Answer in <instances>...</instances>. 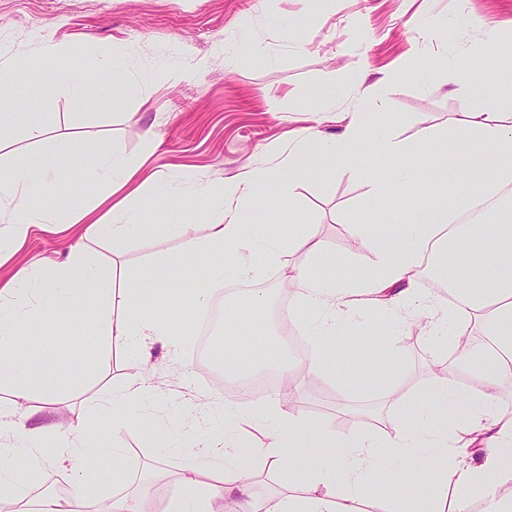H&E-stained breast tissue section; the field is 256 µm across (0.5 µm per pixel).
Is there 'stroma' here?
<instances>
[{
    "mask_svg": "<svg viewBox=\"0 0 512 512\" xmlns=\"http://www.w3.org/2000/svg\"><path fill=\"white\" fill-rule=\"evenodd\" d=\"M47 44L66 48L57 62L61 70L92 67L106 53L119 68L104 82L88 83L82 96L71 97L41 74ZM510 49L512 0H338L334 5L329 0H0V57L23 61L27 69L9 94L17 120L14 128L0 132V169L23 165L57 171L66 204L78 206L96 192L92 155L104 147L143 162V174L171 181L177 194L144 215L139 231L101 248L120 256L133 272L177 252L185 225L210 222L208 189L254 165L274 163L298 127L297 113L326 98L337 111H349L359 84L377 82L378 97L367 107L371 143L364 166L389 174L408 167L413 179L372 212L362 175L326 160L292 201L274 208L261 198L250 213V229L259 237L284 242L297 227H308L326 245L324 276L351 277L371 268L373 256L351 237L348 224L366 218L385 226L428 220L455 193L420 157H380L378 139L415 142L424 129H447L461 109L481 111L512 98V68L495 67L500 53ZM475 59L494 72L463 103L454 90ZM133 77L140 84L135 92L128 87ZM34 123L79 137L87 154L66 159L50 144L28 140L26 129ZM280 272V265L266 263L256 274L265 285L262 304H252L246 294L230 299L214 353L236 351L263 360L280 353L278 330L265 320L281 293L275 280ZM156 274L181 283L179 292L158 295L156 304L172 330L183 334L182 346L174 354L158 343L149 349V370L167 395L131 410L130 427L108 435L109 443L123 448L121 460L104 452L94 463L107 478L114 463H121L125 480L107 492L131 496L138 512H157L161 496L177 494L176 475L190 458L175 441L186 426L207 414L221 429L225 405L243 413L253 406L252 400L203 380L191 359L194 264L161 267ZM92 338L90 324L81 319L28 328L35 368L52 382L69 372L61 351ZM358 341L369 347L388 343L402 368L398 384L378 370L360 388L307 366L301 372V415L312 421L334 417L342 438L389 426L399 393L425 387L437 365L456 355L454 347L366 309L341 321L327 347L328 359L344 367ZM132 360L128 350L113 348L101 374L52 404L56 419L68 423L88 412L89 397L124 384ZM143 415L155 419L157 433L140 424ZM156 464L164 478L143 480V471Z\"/></svg>",
    "mask_w": 512,
    "mask_h": 512,
    "instance_id": "stroma-1",
    "label": "stroma"
}]
</instances>
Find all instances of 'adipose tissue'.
<instances>
[{"label": "adipose tissue", "mask_w": 512, "mask_h": 512, "mask_svg": "<svg viewBox=\"0 0 512 512\" xmlns=\"http://www.w3.org/2000/svg\"><path fill=\"white\" fill-rule=\"evenodd\" d=\"M342 129L326 137L313 127L301 128L288 151L275 165H256L225 177L210 193L213 220L201 231L184 235L179 254L162 257L165 265L200 263L202 271L193 291L196 310L206 309L222 273L245 279L256 274L260 260L276 262L280 244L263 243L250 231L247 213L252 201L268 194L281 200L316 171L317 161L338 160L345 168H359L368 125L359 108L342 113ZM463 139L474 149L488 151L489 166L471 176L463 161L439 153L444 139ZM378 149L385 157L423 153L436 172L459 180L452 207L438 209L432 220L403 229L379 231L362 222L350 225L351 236L374 257L373 268L349 280H325L318 264L326 258L324 242L309 232L297 233L288 244L303 260L286 279L295 288L299 307L315 314L309 323L314 348L309 365L329 370L323 352L334 339L336 320L355 306L384 304L390 314L421 329L430 339L448 343L442 328L448 322L479 320L490 336L493 352L461 349L447 370L434 374L426 388L400 403L391 432H358L338 440L330 419L311 422L295 414L287 396L258 404L254 424L264 426L265 441L255 446L243 433L216 434L206 419L196 420L183 434L192 462L177 482L178 495L168 512H223L236 501L242 512H362L368 486L394 489L391 512H472L470 492L482 493L481 512H512V417L497 410L501 379L512 375V217L501 211H474L477 196L497 193L512 184V114L488 110L458 113L446 133L424 132L419 143L384 138ZM136 168L108 149L97 152L93 178L99 193L79 211L64 213L41 205L42 196L55 192L54 171L15 168L0 174V506L17 512H134L128 499L104 502V484L93 474V457L104 447L105 430L125 428L128 408L162 390L147 370L131 375L109 399L106 420L86 415L63 425L51 412H36L32 401L53 403L91 377L82 359L70 365L67 378L50 382L34 375L25 354L31 323H53L67 306L88 303L102 350L118 345L148 358V342L177 347L162 314L152 307L154 295L167 290L153 265L128 273L118 262L106 263L92 251L95 242H113L136 228L137 208L154 209L171 191L158 179L148 194L131 207L123 189ZM66 233L72 243L63 259L44 268L14 263L13 258L33 236ZM449 251L478 243L480 261L455 263L449 284L457 301L446 305L416 286L417 270L440 239ZM233 260L224 263V250ZM282 424L268 426L270 417ZM270 470L289 469L299 492L267 502L251 474L254 459ZM55 478L64 496L41 495L34 509L24 506L26 489L36 479ZM456 497H448V487Z\"/></svg>", "instance_id": "ef3b65f1"}]
</instances>
